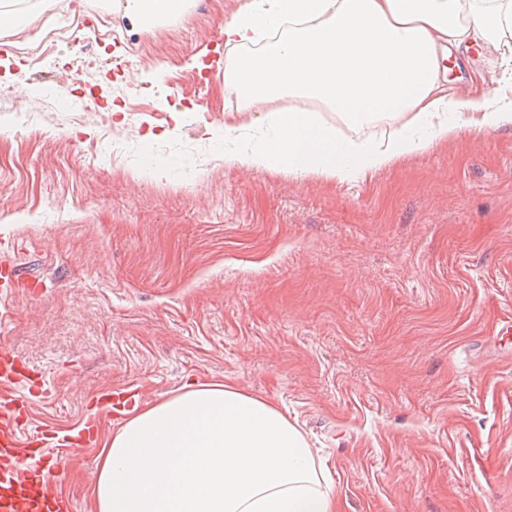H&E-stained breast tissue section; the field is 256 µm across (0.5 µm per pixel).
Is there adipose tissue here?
I'll return each mask as SVG.
<instances>
[{
    "instance_id": "adipose-tissue-1",
    "label": "adipose tissue",
    "mask_w": 512,
    "mask_h": 512,
    "mask_svg": "<svg viewBox=\"0 0 512 512\" xmlns=\"http://www.w3.org/2000/svg\"><path fill=\"white\" fill-rule=\"evenodd\" d=\"M189 5L124 0L123 10L153 26ZM224 43L225 86L240 111H264L255 139L213 131L228 168L351 182L461 132L512 126V77L493 97L452 96L445 66L475 46L512 66V0H245ZM381 120L390 130L370 134ZM92 497L96 512H338L287 415L228 383L187 387L113 431Z\"/></svg>"
}]
</instances>
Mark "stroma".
<instances>
[{"label": "stroma", "instance_id": "stroma-1", "mask_svg": "<svg viewBox=\"0 0 512 512\" xmlns=\"http://www.w3.org/2000/svg\"><path fill=\"white\" fill-rule=\"evenodd\" d=\"M243 3L146 30L111 0H58L0 35V268L20 282L0 287V347L39 381L8 388L29 400L20 438L94 422L58 488L95 512L127 419L102 395L228 382L298 427L339 512H512V128L356 182L225 168L210 129L257 118L224 86ZM66 13L56 58L14 52ZM102 14L116 37L86 55ZM503 72L475 47L448 90L493 94ZM149 155L170 179L136 178Z\"/></svg>", "mask_w": 512, "mask_h": 512}]
</instances>
